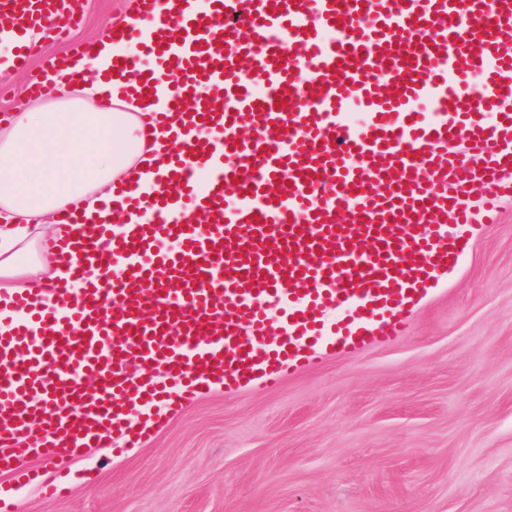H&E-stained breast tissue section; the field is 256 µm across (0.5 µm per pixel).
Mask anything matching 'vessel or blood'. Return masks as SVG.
I'll use <instances>...</instances> for the list:
<instances>
[{
	"label": "vessel or blood",
	"instance_id": "b4317fda",
	"mask_svg": "<svg viewBox=\"0 0 512 512\" xmlns=\"http://www.w3.org/2000/svg\"><path fill=\"white\" fill-rule=\"evenodd\" d=\"M134 3L112 38L142 52L102 79L176 149L154 161L158 197L121 184L102 210L163 216L128 234L60 210L79 230L45 249L68 279L0 293L18 315L0 335V470L46 495L62 487L29 456L135 448L214 386L273 388L405 335L471 247L449 223L492 226L512 197V0ZM80 6L0 0V78L39 55L38 31L78 26ZM67 68L46 59L29 94L66 91Z\"/></svg>",
	"mask_w": 512,
	"mask_h": 512
}]
</instances>
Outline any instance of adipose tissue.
Listing matches in <instances>:
<instances>
[{"label":"adipose tissue","instance_id":"adipose-tissue-1","mask_svg":"<svg viewBox=\"0 0 512 512\" xmlns=\"http://www.w3.org/2000/svg\"><path fill=\"white\" fill-rule=\"evenodd\" d=\"M79 87L84 99L35 107L0 123L1 291L42 294L66 277L54 257L25 258L43 226L58 238L75 233L74 225L54 223L59 210L94 215L120 183L149 197L161 188L148 160L171 150L167 135L148 134L150 117L137 102L102 100L99 79L85 77ZM89 97L96 106L86 105Z\"/></svg>","mask_w":512,"mask_h":512}]
</instances>
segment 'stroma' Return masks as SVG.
<instances>
[{
    "label": "stroma",
    "mask_w": 512,
    "mask_h": 512,
    "mask_svg": "<svg viewBox=\"0 0 512 512\" xmlns=\"http://www.w3.org/2000/svg\"><path fill=\"white\" fill-rule=\"evenodd\" d=\"M128 8L85 0L46 53ZM63 482L50 498L0 473V512H512V200L405 336L273 390H216L143 447L90 449Z\"/></svg>",
    "instance_id": "1"
}]
</instances>
